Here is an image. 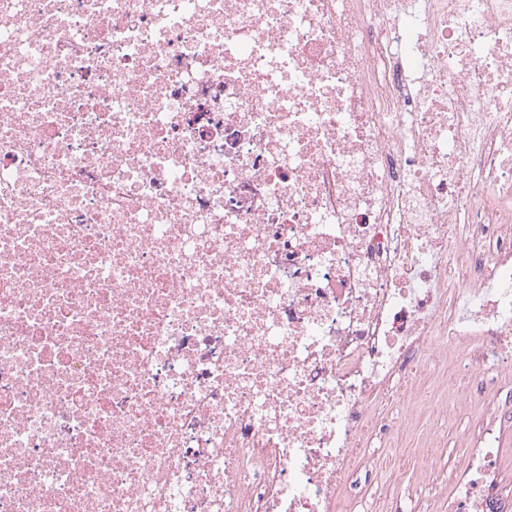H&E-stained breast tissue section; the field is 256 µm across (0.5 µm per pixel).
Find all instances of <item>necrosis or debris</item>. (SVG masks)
<instances>
[{"mask_svg":"<svg viewBox=\"0 0 512 512\" xmlns=\"http://www.w3.org/2000/svg\"><path fill=\"white\" fill-rule=\"evenodd\" d=\"M463 400L512 512V0H0V512H364Z\"/></svg>","mask_w":512,"mask_h":512,"instance_id":"necrosis-or-debris-1","label":"necrosis or debris"}]
</instances>
